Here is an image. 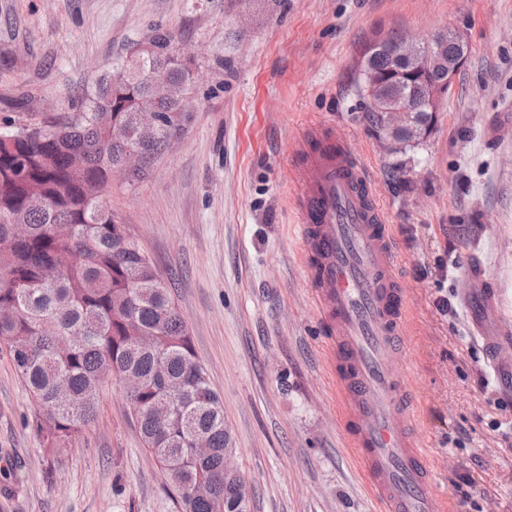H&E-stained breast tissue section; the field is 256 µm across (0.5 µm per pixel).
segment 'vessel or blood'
<instances>
[{
    "mask_svg": "<svg viewBox=\"0 0 512 512\" xmlns=\"http://www.w3.org/2000/svg\"><path fill=\"white\" fill-rule=\"evenodd\" d=\"M314 142L319 149L297 199L298 231L311 285L336 325L331 368L349 445L381 512H441L433 471L415 446L407 382L390 369L405 332L392 241L355 155L321 126L297 149Z\"/></svg>",
    "mask_w": 512,
    "mask_h": 512,
    "instance_id": "1",
    "label": "vessel or blood"
}]
</instances>
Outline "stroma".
<instances>
[{
	"label": "stroma",
	"instance_id": "stroma-1",
	"mask_svg": "<svg viewBox=\"0 0 512 512\" xmlns=\"http://www.w3.org/2000/svg\"><path fill=\"white\" fill-rule=\"evenodd\" d=\"M459 29L466 65L422 140L393 148L356 91L374 32ZM170 34L192 63L182 137L104 196L185 316L224 403L250 512H379L342 430L332 325L302 262L295 144L333 127L370 172L395 243L399 369L446 512H512V382L471 325L480 268L512 337V0H0V132L69 115L74 93ZM0 349V512H179L118 381L69 448Z\"/></svg>",
	"mask_w": 512,
	"mask_h": 512
}]
</instances>
